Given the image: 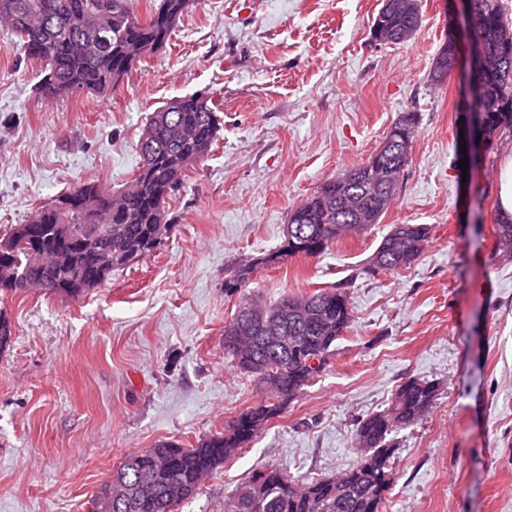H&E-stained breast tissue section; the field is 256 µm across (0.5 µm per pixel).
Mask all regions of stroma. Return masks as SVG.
<instances>
[{"mask_svg":"<svg viewBox=\"0 0 512 512\" xmlns=\"http://www.w3.org/2000/svg\"><path fill=\"white\" fill-rule=\"evenodd\" d=\"M381 0H194L165 48L104 97L47 100L41 63L0 24V235L77 182L130 185L146 116L208 91L220 139L167 207L171 232L104 286L66 300L39 290L0 304V512H91L123 457L194 445L261 399L224 353L235 266L263 302L348 282L353 322L324 371L177 512H224L255 470L330 477L355 461L354 429L410 379L434 408L394 436L383 512H512V254L496 244L495 187L512 134L458 166L471 103L469 38L448 0H420L407 41L377 45ZM455 35L446 82L433 61ZM418 116L400 192L379 223L316 258L268 255L290 209L366 164L396 119ZM396 224H426L410 268L364 273Z\"/></svg>","mask_w":512,"mask_h":512,"instance_id":"1","label":"stroma"}]
</instances>
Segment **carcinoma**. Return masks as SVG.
I'll use <instances>...</instances> for the list:
<instances>
[{
  "instance_id": "1",
  "label": "carcinoma",
  "mask_w": 512,
  "mask_h": 512,
  "mask_svg": "<svg viewBox=\"0 0 512 512\" xmlns=\"http://www.w3.org/2000/svg\"><path fill=\"white\" fill-rule=\"evenodd\" d=\"M494 37H476L484 56V96L477 110L485 114L487 133H512V30L499 0H475ZM193 0H149L146 17L139 0H0V23L19 38L27 56L42 63L37 91L50 99L74 94L102 95L115 90L143 58L162 49ZM419 5L406 12L378 14L373 25L393 31L417 30ZM175 106H170V103ZM147 117L137 147L142 165L131 185L110 190L89 181L38 207L24 224L8 234L26 231L11 255L19 271L44 282L48 292L75 299L112 278V273L143 259L171 230L167 202L186 172L212 153L218 140L219 104L192 93L172 99ZM410 154L386 148L355 168L349 181L336 178L323 185L288 217L292 234L266 258L323 254L340 238L367 228L359 223L358 205L372 207L381 219L396 199L401 182L374 192L372 172L384 162L408 165ZM106 223L112 229V268L103 269L98 252L105 240L85 232V225ZM70 225L72 265L65 271L30 265L35 251L57 245L56 225ZM430 238L426 224H408L398 237L386 235L370 259L378 270L406 269L417 261ZM254 272L251 263L237 266L225 281V293L241 294L237 311L224 326V352L237 368L270 385L265 397L240 413L224 433L186 448L163 442L130 454L110 476L112 490L95 496L96 512H176L198 494L211 471L249 444L278 417L325 368L336 340L352 322L350 293L342 284L300 298L285 295L273 305L244 293ZM439 384L409 379L390 406L359 420L354 429L355 463L344 480L313 477L303 484L286 471H255L224 504V512H382L393 483L395 447L390 435L415 424L436 404Z\"/></svg>"
}]
</instances>
